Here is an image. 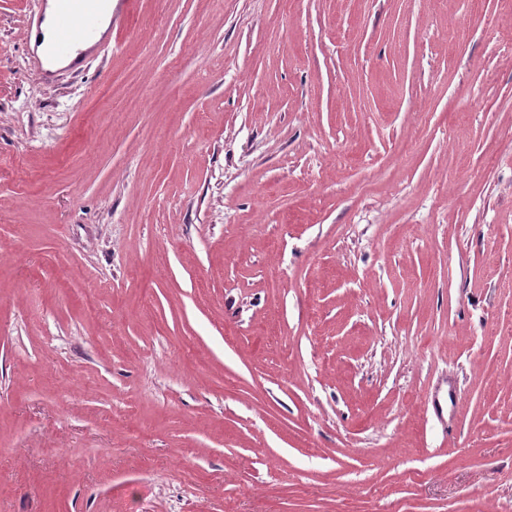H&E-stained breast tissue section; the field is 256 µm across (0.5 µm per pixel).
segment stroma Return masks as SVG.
<instances>
[{
	"mask_svg": "<svg viewBox=\"0 0 512 512\" xmlns=\"http://www.w3.org/2000/svg\"><path fill=\"white\" fill-rule=\"evenodd\" d=\"M36 9L0 512H512V0H112L52 79Z\"/></svg>",
	"mask_w": 512,
	"mask_h": 512,
	"instance_id": "1",
	"label": "stroma"
}]
</instances>
